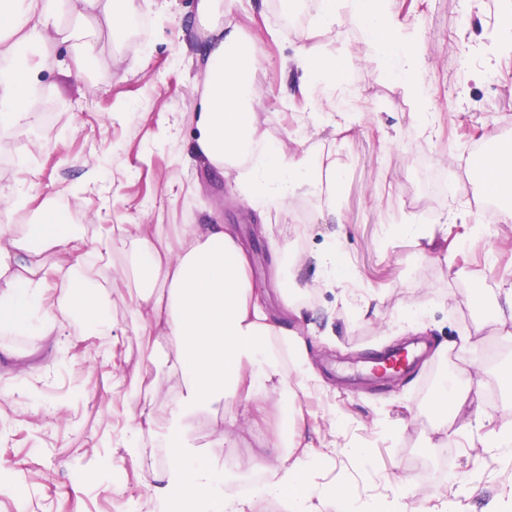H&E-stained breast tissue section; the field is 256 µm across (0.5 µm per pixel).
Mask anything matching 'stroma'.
<instances>
[{
  "label": "stroma",
  "instance_id": "obj_1",
  "mask_svg": "<svg viewBox=\"0 0 512 512\" xmlns=\"http://www.w3.org/2000/svg\"><path fill=\"white\" fill-rule=\"evenodd\" d=\"M144 27L97 24L95 56L83 79L65 74V45L45 52L44 96L24 127L0 124V193L28 197L10 213L21 235L45 205L52 222L85 242L73 267L76 281L104 292L106 315L124 336H98L74 322L63 336L0 334V512H120L138 498L150 512L159 445L144 441L131 457L112 445L151 390L156 368L151 342L136 320L135 297L105 288L98 250L118 224H160L174 239L181 224H233L250 243L254 273L275 285L266 240L255 232L253 209L234 185L204 165L179 159L196 130L204 61L197 54L196 0H137ZM392 10L413 22L424 60L425 94L434 124L420 131L419 101L391 76L384 57L350 9L329 28H316L317 0H307L288 22L281 0H233L228 19L256 42L257 122L270 141L312 161L335 160V207L299 195L268 218L298 260L301 292L288 326L309 340L320 380L290 397L269 425L291 430L302 422L307 441L330 439L365 448L355 461L323 458L312 479L336 482L359 499L391 501L410 489L427 512H512V458L485 448L481 431L458 434L428 406L442 389L468 392L486 427L512 424V348L496 362L487 354L512 334V314L501 312L497 285L512 282V223L491 225L485 241L469 243L463 208L486 203L476 195L472 141L512 135V27L507 0H393ZM470 17L460 25L459 13ZM352 56L345 87L361 98L360 113L336 126L313 127L310 99L319 84L298 63L303 49ZM405 150H395L393 141ZM456 180L462 201L427 195L420 183L436 175ZM420 225L418 236L406 224ZM434 233L427 242L426 233ZM337 250L343 283L372 296L370 310L322 285L318 256ZM495 264L484 262L486 248ZM452 249L453 264L429 258ZM482 288L480 304L468 297ZM420 312L409 331L398 316ZM416 337L431 343L414 374L379 383L363 374L372 354ZM462 362L449 366L451 349ZM137 376L139 393L116 394L115 372ZM447 443L455 477L419 485L407 477L416 460L435 462Z\"/></svg>",
  "mask_w": 512,
  "mask_h": 512
}]
</instances>
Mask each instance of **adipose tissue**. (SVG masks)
I'll use <instances>...</instances> for the list:
<instances>
[{"instance_id": "adipose-tissue-1", "label": "adipose tissue", "mask_w": 512, "mask_h": 512, "mask_svg": "<svg viewBox=\"0 0 512 512\" xmlns=\"http://www.w3.org/2000/svg\"><path fill=\"white\" fill-rule=\"evenodd\" d=\"M388 0H351L366 17L368 31L386 54L393 78L404 88L421 90L420 54L409 51L404 20L387 8ZM224 0H197L199 54L205 60L197 132L187 161L204 163L232 179L237 190L258 212L283 209L298 192L336 203L335 180H322L308 156H291L267 141L256 123L252 72L257 48L240 27L226 23ZM113 0H7L0 6V121L22 125L32 101L39 98L42 67L39 56L50 42L70 43V74L80 75L95 50L94 22H112ZM301 64L318 77L323 97L314 101L315 123L333 120L336 90L342 84L343 62L333 56L303 52ZM491 150L480 165L481 190L497 198L500 208L471 213L475 239L486 225L512 220V141L491 136ZM116 240L136 276L135 294L140 327L152 339L150 359L157 375L150 404L132 419L117 446L137 455L144 437L166 451L157 477L156 512H251L253 500L232 497L224 487L230 475L223 465L202 458L188 439V423L222 401L234 413L226 426L213 429L210 445L226 446L225 429L246 418L261 428L260 444L277 447L280 430L265 420L286 386L309 391L316 383L306 340L273 318L267 293L254 279L252 257L235 228L228 224L180 225L175 246L164 245L162 226L121 224ZM32 236L61 256L53 275L42 266L12 272V251L26 248L9 225H0V316L21 310L19 328L41 336L64 332L82 318L99 332L120 336L122 329L103 316L101 295L79 289L69 256L83 244L67 225L44 232L34 225ZM162 402L165 418H157L154 402ZM294 449L280 458L274 479L262 491L281 501L287 512H319L318 505L336 496L341 512H379L380 502H361L331 485L309 481L317 458L294 431Z\"/></svg>"}]
</instances>
